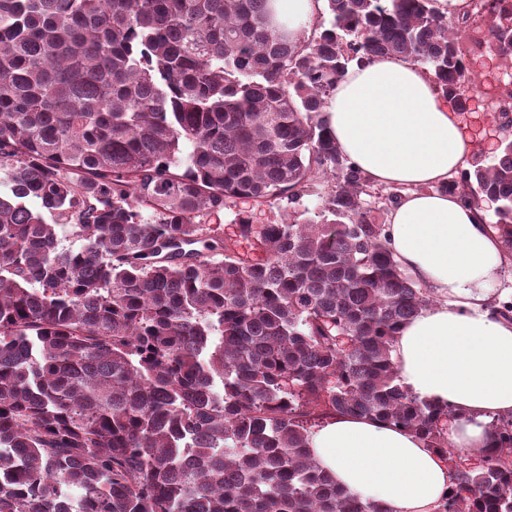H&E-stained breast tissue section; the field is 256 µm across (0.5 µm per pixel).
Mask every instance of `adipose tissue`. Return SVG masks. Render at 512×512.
Instances as JSON below:
<instances>
[{
    "instance_id": "obj_1",
    "label": "adipose tissue",
    "mask_w": 512,
    "mask_h": 512,
    "mask_svg": "<svg viewBox=\"0 0 512 512\" xmlns=\"http://www.w3.org/2000/svg\"><path fill=\"white\" fill-rule=\"evenodd\" d=\"M340 151L373 183L402 186L387 231L401 268L438 302L408 323L392 358L412 393L453 406L451 447L478 457L493 444L490 422L512 417V321L493 291L512 257L483 212L436 184L464 169L475 145L430 73L399 58L352 64L325 108ZM312 458L337 484L387 512H437L454 472L413 432L353 415L308 436Z\"/></svg>"
}]
</instances>
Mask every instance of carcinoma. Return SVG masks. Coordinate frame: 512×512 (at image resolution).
I'll return each mask as SVG.
<instances>
[{"label": "carcinoma", "mask_w": 512, "mask_h": 512, "mask_svg": "<svg viewBox=\"0 0 512 512\" xmlns=\"http://www.w3.org/2000/svg\"><path fill=\"white\" fill-rule=\"evenodd\" d=\"M272 2L0 0V512H387L309 453L340 414L443 454L438 512H512V419L475 465L399 383L432 298L325 118L351 63L389 56L468 111V56L512 67V0H467L465 45L436 0H326L291 34ZM436 190L496 200L512 252V137ZM282 199L279 223L236 213L250 253L224 242L228 202Z\"/></svg>", "instance_id": "carcinoma-1"}]
</instances>
